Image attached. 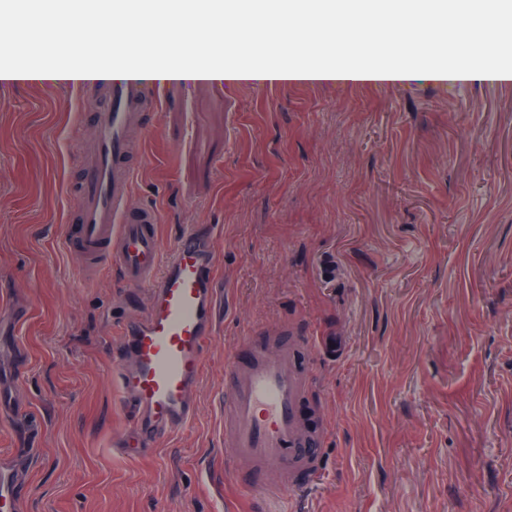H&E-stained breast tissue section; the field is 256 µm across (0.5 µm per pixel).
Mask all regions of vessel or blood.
<instances>
[{"label": "vessel or blood", "mask_w": 512, "mask_h": 512, "mask_svg": "<svg viewBox=\"0 0 512 512\" xmlns=\"http://www.w3.org/2000/svg\"><path fill=\"white\" fill-rule=\"evenodd\" d=\"M210 25L221 30L227 45L259 39L263 30L258 24L240 32L220 18ZM94 26L103 37L91 41L88 51L123 47V73L105 81L109 106L98 116L94 142L80 149L84 183L68 215L78 236L64 238L63 246L79 247L85 276H94L108 261L128 287L146 291L143 314L115 330L121 346L112 365L120 407L129 420L112 446L133 458L195 419L204 356L215 334L218 258L211 234L195 224L184 226L171 246H163L158 210L131 203L136 162L144 139L154 133L144 112L160 106L159 83L141 78L135 68L139 54L158 36L156 22L131 15L119 25L102 16ZM44 30L39 15H26L15 27L11 45L18 50L36 46ZM240 345L250 352L247 363L225 372L227 465L236 474L257 473L255 491L279 503L295 492L296 473L321 469L306 453L315 435L299 412L311 376L297 359L311 342L303 337L289 343L265 328L242 337ZM20 510L14 479L0 470V512Z\"/></svg>", "instance_id": "1"}]
</instances>
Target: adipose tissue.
I'll return each instance as SVG.
<instances>
[{
  "label": "adipose tissue",
  "mask_w": 512,
  "mask_h": 512,
  "mask_svg": "<svg viewBox=\"0 0 512 512\" xmlns=\"http://www.w3.org/2000/svg\"><path fill=\"white\" fill-rule=\"evenodd\" d=\"M458 0H136L142 8H156L174 15L178 31H171L154 58L142 62V70L152 78L167 82L243 81L280 83L334 82L345 86L365 84H409L446 82L453 75L467 82H493L512 77V0H501L497 28L492 40L479 52L471 48L470 38H457L445 46L441 56L401 45L386 47L371 43L353 53L335 57L315 52L321 36L315 25L317 13H342L351 31L364 35L377 24L406 18L418 33L455 10ZM228 12L239 27L252 24L259 12H285L294 35L288 53L278 61L259 63L238 50H221L222 35L216 29H201L202 17ZM112 55L91 57L72 50L60 63L28 66L22 73L1 67L0 79L21 76L22 80L54 85L74 79L87 68L100 73L112 71Z\"/></svg>",
  "instance_id": "adipose-tissue-1"
}]
</instances>
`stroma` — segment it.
I'll list each match as a JSON object with an SVG mask.
<instances>
[{"label":"stroma","instance_id":"obj_1","mask_svg":"<svg viewBox=\"0 0 512 512\" xmlns=\"http://www.w3.org/2000/svg\"><path fill=\"white\" fill-rule=\"evenodd\" d=\"M145 115L138 203L212 226L218 325L194 424L136 459L111 377L136 304L59 241L81 183L67 140L105 93L0 86V299L24 307L15 398L39 439L22 512H268L226 468V357L257 327L313 347L301 402L325 441L293 512H512V85H173Z\"/></svg>","mask_w":512,"mask_h":512}]
</instances>
